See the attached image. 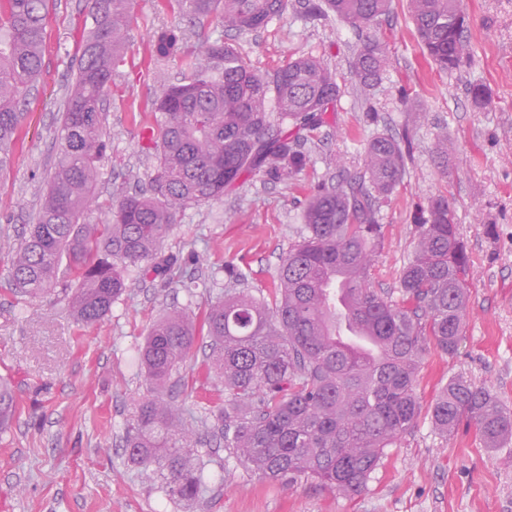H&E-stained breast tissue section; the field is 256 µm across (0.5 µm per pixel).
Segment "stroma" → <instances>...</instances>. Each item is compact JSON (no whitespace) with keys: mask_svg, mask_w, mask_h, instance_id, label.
<instances>
[{"mask_svg":"<svg viewBox=\"0 0 512 512\" xmlns=\"http://www.w3.org/2000/svg\"><path fill=\"white\" fill-rule=\"evenodd\" d=\"M470 17V54L458 69L426 63L407 0L374 29L388 57L386 76L372 103L370 125L351 70L355 30L336 17L309 19L304 0H288L284 15L264 30L238 35L218 20L191 25L162 0H137L123 61L112 77L103 112L108 151L96 187L98 224L116 183L147 182L149 106L185 71L178 60L153 54L156 31L180 27L189 50L204 53L214 40L233 43L242 59L265 75L302 55H316L336 72L342 93L334 112L307 141L310 162L287 183L247 178L222 200L187 208L163 242L166 253H196L184 267L194 291L131 274L129 295L100 322L76 320L61 292L31 298L16 293L9 257L0 252V377L18 400L10 428L0 433V512H512V440L485 447L474 431L451 439L434 427L428 409L449 379L463 376L490 387L512 409V0H463ZM84 0H51L45 21L42 74L10 165L0 171V237L18 241L32 223L59 157L57 131L89 27ZM484 88L475 103L470 90ZM408 92L420 113L410 119L401 100ZM408 135L411 156L400 186L376 201L384 226L372 286L395 290L397 276L416 245L414 217L429 197L447 196L470 256L469 304L463 338L454 355L429 350L418 371L424 411L416 427L392 448L365 490L344 496L314 481L259 478L224 444L199 445L207 491L197 503L170 501L160 484L141 479L127 463L122 436L147 393L135 355L152 324L166 311H201L206 287L223 280L231 261L249 270V290L274 303L273 278L281 256L299 238L311 188L364 170V145L374 128ZM450 146L447 166L436 154ZM205 346L180 371L173 400L186 417L202 422L224 400L221 383L199 375Z\"/></svg>","mask_w":512,"mask_h":512,"instance_id":"35a3bbf8","label":"stroma"}]
</instances>
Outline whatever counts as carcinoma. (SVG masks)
<instances>
[{
	"label": "carcinoma",
	"mask_w": 512,
	"mask_h": 512,
	"mask_svg": "<svg viewBox=\"0 0 512 512\" xmlns=\"http://www.w3.org/2000/svg\"><path fill=\"white\" fill-rule=\"evenodd\" d=\"M162 2L177 6L189 23L214 14L225 30L248 34L282 15L288 0ZM391 3L308 0L305 9L318 19L326 5L363 30L387 16ZM86 7L92 26L58 131L60 157L34 222L11 250L9 274L25 296L64 285L74 317L91 325L128 295L131 269L174 283L179 258L163 251V241L186 207L219 201L252 175L281 182L304 171L309 156L301 147L335 110L341 85L317 56L260 75L226 41L210 44L203 59L185 47L182 29L158 31L155 53L179 60L190 77L152 102L155 164L147 186L116 187L106 222L83 224L95 205L107 149L105 94L135 0H86ZM409 7L424 55L443 71L458 68L469 55L462 0H409ZM47 10L48 0H0V170L11 162L42 71ZM386 67L381 43L364 40L352 70L359 86L366 91L380 84ZM409 152L408 137L378 132L367 141L363 175L315 187L304 209V233L281 257L275 307L242 288L247 274L228 262L225 289L207 300L202 319L172 309L152 325L137 357L148 396L126 427L123 447L127 462L160 482L170 500L194 503L204 491L201 437L165 398L203 334L209 354L202 371L224 384L212 432L224 437L228 455L266 481L304 477L358 494L385 449L415 428L422 414L416 382L423 357L431 346L455 354L463 336L470 258L448 198L434 196L415 216L417 244L399 272L397 296L372 288L383 236L376 198L400 185ZM338 275L351 295V318L380 342L374 358L336 342V309L323 287ZM15 410L12 388L0 381L1 430ZM429 413L448 437L466 425L488 448L512 439V411L490 388L463 377L441 388Z\"/></svg>",
	"instance_id": "cac0c4a2"
}]
</instances>
